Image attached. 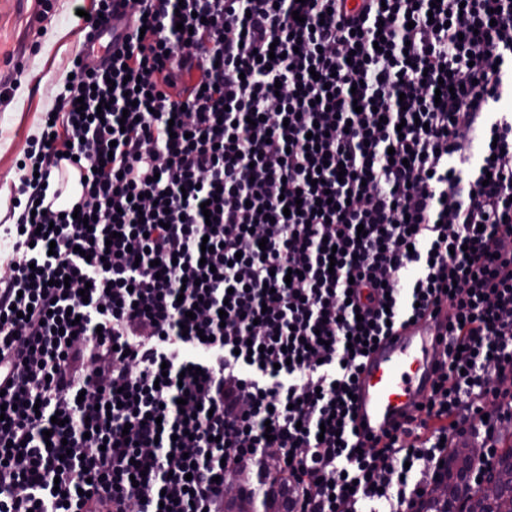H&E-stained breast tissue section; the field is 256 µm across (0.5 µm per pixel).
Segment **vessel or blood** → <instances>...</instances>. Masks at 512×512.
I'll list each match as a JSON object with an SVG mask.
<instances>
[{
	"label": "vessel or blood",
	"mask_w": 512,
	"mask_h": 512,
	"mask_svg": "<svg viewBox=\"0 0 512 512\" xmlns=\"http://www.w3.org/2000/svg\"><path fill=\"white\" fill-rule=\"evenodd\" d=\"M58 178L63 185L58 206L71 211L83 202V172L62 163ZM448 308L426 314L397 327L383 337L363 360L352 401L361 433L384 437L419 416V404L431 396L436 381L434 363L446 345Z\"/></svg>",
	"instance_id": "vessel-or-blood-1"
}]
</instances>
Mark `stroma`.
I'll return each mask as SVG.
<instances>
[{
  "label": "stroma",
  "mask_w": 512,
  "mask_h": 512,
  "mask_svg": "<svg viewBox=\"0 0 512 512\" xmlns=\"http://www.w3.org/2000/svg\"><path fill=\"white\" fill-rule=\"evenodd\" d=\"M93 7L94 0H54L43 21L38 0H0V198L11 199L18 162L71 73L83 39L74 12Z\"/></svg>",
  "instance_id": "stroma-1"
}]
</instances>
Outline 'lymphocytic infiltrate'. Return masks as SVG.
<instances>
[{"mask_svg": "<svg viewBox=\"0 0 512 512\" xmlns=\"http://www.w3.org/2000/svg\"><path fill=\"white\" fill-rule=\"evenodd\" d=\"M95 10L125 19L121 44L76 64L0 228V512H224L223 478L257 469L288 512H413L457 435L494 458L512 425V0ZM67 155L75 216L44 204ZM444 303L421 417L362 442L365 343Z\"/></svg>", "mask_w": 512, "mask_h": 512, "instance_id": "1", "label": "lymphocytic infiltrate"}]
</instances>
